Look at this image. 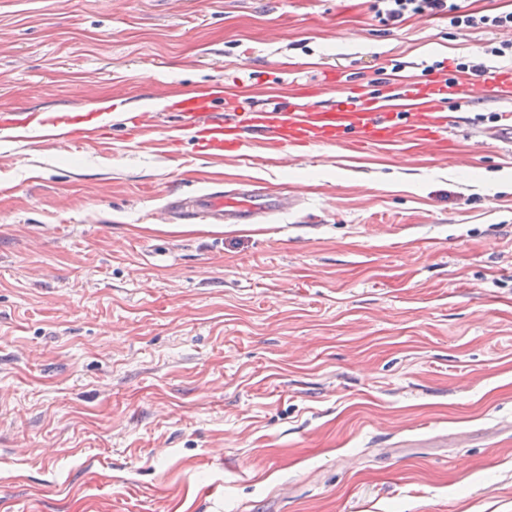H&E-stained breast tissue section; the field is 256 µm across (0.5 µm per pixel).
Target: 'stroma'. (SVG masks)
Segmentation results:
<instances>
[{
  "label": "stroma",
  "instance_id": "1",
  "mask_svg": "<svg viewBox=\"0 0 512 512\" xmlns=\"http://www.w3.org/2000/svg\"><path fill=\"white\" fill-rule=\"evenodd\" d=\"M372 0H0V108L113 105L105 143L0 138V512H512V100L462 96L471 161L283 164L127 144L128 108L217 83L239 111L326 68L382 82L506 29ZM294 196L175 233L168 192Z\"/></svg>",
  "mask_w": 512,
  "mask_h": 512
}]
</instances>
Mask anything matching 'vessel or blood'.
<instances>
[{"label": "vessel or blood", "instance_id": "vessel-or-blood-1", "mask_svg": "<svg viewBox=\"0 0 512 512\" xmlns=\"http://www.w3.org/2000/svg\"><path fill=\"white\" fill-rule=\"evenodd\" d=\"M218 90L206 86L173 100L169 108L179 117L176 129L158 131L154 114L131 113L126 122L129 140L142 145L163 142L176 152L191 139L211 157L249 158L245 131L257 134L268 159L287 161L308 150L346 149L358 154H394L407 160L419 153H456L449 136L458 123L448 107L456 96L479 94L512 99V67L479 66L471 72L456 69L430 74L424 81L396 75L384 87L350 83L340 72L327 71L310 93L294 96L289 104L263 103L242 119L230 118L236 99L225 96L226 117H209ZM0 132L32 133L65 146H82L110 139L107 112L0 111ZM291 196L254 184L231 193L212 191L191 197L168 196L163 208L172 220L204 216L214 224H257L262 218L291 209Z\"/></svg>", "mask_w": 512, "mask_h": 512}]
</instances>
